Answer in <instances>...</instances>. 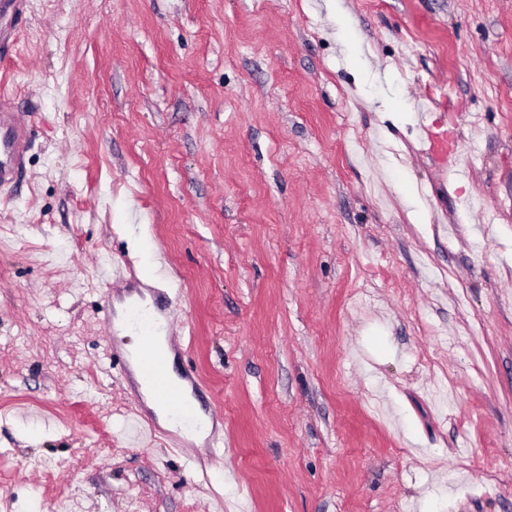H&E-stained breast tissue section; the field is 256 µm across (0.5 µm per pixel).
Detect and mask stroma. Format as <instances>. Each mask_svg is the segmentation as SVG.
<instances>
[{
	"instance_id": "35a3bbf8",
	"label": "stroma",
	"mask_w": 512,
	"mask_h": 512,
	"mask_svg": "<svg viewBox=\"0 0 512 512\" xmlns=\"http://www.w3.org/2000/svg\"><path fill=\"white\" fill-rule=\"evenodd\" d=\"M0 67V512H512V0H25ZM455 149L442 173L424 96ZM165 257L212 438L98 310ZM0 96V186H4L15 184L24 171L30 133L20 112L3 102L8 93L2 88Z\"/></svg>"
}]
</instances>
